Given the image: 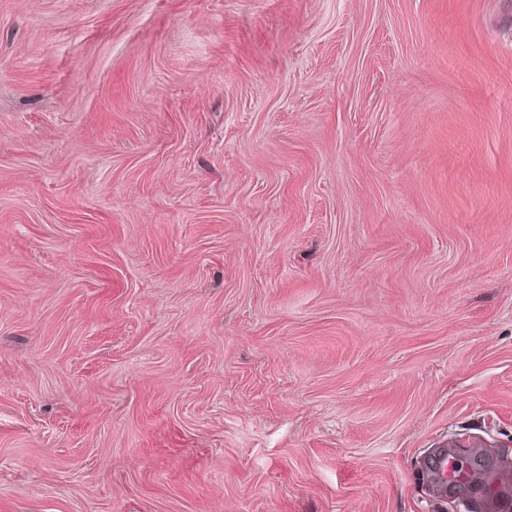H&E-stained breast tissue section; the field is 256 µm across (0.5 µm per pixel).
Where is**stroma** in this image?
Segmentation results:
<instances>
[{
	"mask_svg": "<svg viewBox=\"0 0 512 512\" xmlns=\"http://www.w3.org/2000/svg\"><path fill=\"white\" fill-rule=\"evenodd\" d=\"M512 507V0H0V512Z\"/></svg>",
	"mask_w": 512,
	"mask_h": 512,
	"instance_id": "35a3bbf8",
	"label": "stroma"
}]
</instances>
